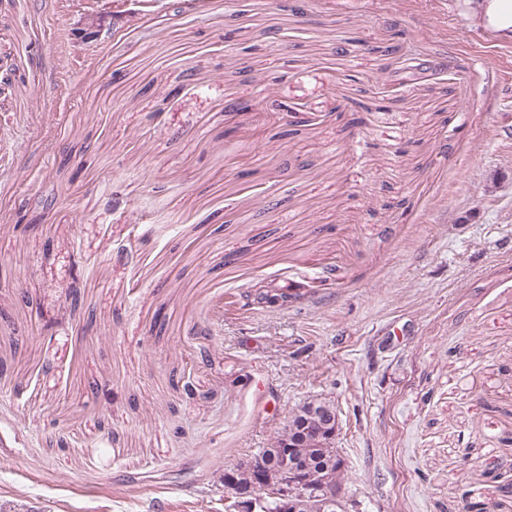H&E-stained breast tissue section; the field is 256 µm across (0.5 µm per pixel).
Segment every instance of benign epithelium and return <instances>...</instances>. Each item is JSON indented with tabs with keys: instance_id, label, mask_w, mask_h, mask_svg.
Returning <instances> with one entry per match:
<instances>
[{
	"instance_id": "benign-epithelium-1",
	"label": "benign epithelium",
	"mask_w": 512,
	"mask_h": 512,
	"mask_svg": "<svg viewBox=\"0 0 512 512\" xmlns=\"http://www.w3.org/2000/svg\"><path fill=\"white\" fill-rule=\"evenodd\" d=\"M104 25L90 17L75 35L83 41L101 40ZM307 419L324 421L318 427L324 443L335 440L339 429V415L329 401L307 402ZM289 440L278 446L265 448L248 462L252 480L245 487L228 485L232 491L231 512H265L267 502L273 500L279 512H346L347 500L342 484L324 471H314L299 463Z\"/></svg>"
}]
</instances>
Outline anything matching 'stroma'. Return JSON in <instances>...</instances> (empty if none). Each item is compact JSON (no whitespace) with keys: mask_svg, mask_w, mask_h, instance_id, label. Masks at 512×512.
<instances>
[{"mask_svg":"<svg viewBox=\"0 0 512 512\" xmlns=\"http://www.w3.org/2000/svg\"><path fill=\"white\" fill-rule=\"evenodd\" d=\"M320 396L355 512H512V40L0 0V512H225Z\"/></svg>","mask_w":512,"mask_h":512,"instance_id":"35a3bbf8","label":"stroma"}]
</instances>
